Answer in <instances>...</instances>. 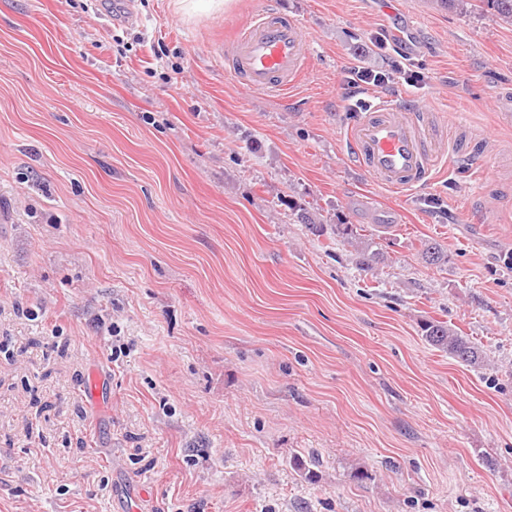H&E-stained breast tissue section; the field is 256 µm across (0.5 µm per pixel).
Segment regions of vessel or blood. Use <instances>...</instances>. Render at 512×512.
<instances>
[{
	"instance_id": "b4317fda",
	"label": "vessel or blood",
	"mask_w": 512,
	"mask_h": 512,
	"mask_svg": "<svg viewBox=\"0 0 512 512\" xmlns=\"http://www.w3.org/2000/svg\"><path fill=\"white\" fill-rule=\"evenodd\" d=\"M308 57V42L298 24L266 11L240 29L216 59L229 62L240 84L281 96L300 81ZM344 136L351 160L364 174L398 192L429 185L441 166L479 167L485 158L482 151L431 139L416 108L392 97L358 112L346 124Z\"/></svg>"
}]
</instances>
